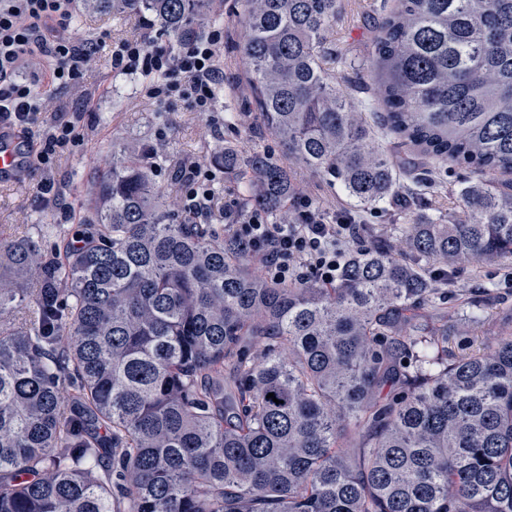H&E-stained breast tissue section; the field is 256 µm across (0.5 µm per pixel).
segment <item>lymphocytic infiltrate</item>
<instances>
[{"mask_svg":"<svg viewBox=\"0 0 512 512\" xmlns=\"http://www.w3.org/2000/svg\"><path fill=\"white\" fill-rule=\"evenodd\" d=\"M72 3L0 0V134L39 135L44 147L32 153L28 164L45 171L39 189L53 199L60 194L50 175L53 155L76 141L82 114L50 112L36 80L47 77L61 88L81 84L104 48L77 37L70 24ZM109 50L115 73L143 76L144 96L160 102L185 100L195 111H215L216 92L224 86L223 29L173 51L153 49L141 38ZM173 179L180 186L177 205L183 213L203 224L224 221L232 239L258 258L261 274L277 282H335L348 245L363 241V226L352 214L340 210L328 215L306 195L293 197L294 223L274 224L264 210L232 199L219 201L213 175L200 161H181Z\"/></svg>","mask_w":512,"mask_h":512,"instance_id":"obj_1","label":"lymphocytic infiltrate"}]
</instances>
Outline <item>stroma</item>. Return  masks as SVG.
Segmentation results:
<instances>
[{
    "label": "stroma",
    "mask_w": 512,
    "mask_h": 512,
    "mask_svg": "<svg viewBox=\"0 0 512 512\" xmlns=\"http://www.w3.org/2000/svg\"><path fill=\"white\" fill-rule=\"evenodd\" d=\"M394 0H342L341 10L327 35L326 46L335 54L336 76L344 91L355 101L374 97L372 81L365 65L372 47L375 24ZM74 24L83 39L106 42L145 37L151 46L170 47L171 41L160 27L143 30L131 16L88 12L83 0H74ZM217 21L224 29V88L217 97V108L224 121L220 127L205 123L187 104H164L143 96L141 81L113 73L108 53H100L86 78L96 90L91 112L85 113L78 129L79 142L60 152L55 175L62 186L58 203L41 199L36 191L43 173L25 171L20 178L0 180V236L36 234L43 225L60 224L73 231L91 217L89 204L90 171L115 143H151L163 146L170 164L184 159L207 161L216 146L230 144L247 155L262 151L281 157L278 142L259 128L248 108V88L242 78L244 61L235 46L244 30L239 22L237 0H223ZM466 169L452 166L442 173L440 184L417 197L399 193L375 208L351 205L339 187L292 169L291 179L317 198L328 212L346 210L363 221L367 230L389 232L392 225L407 224L415 218L447 222L456 206V191ZM453 295L432 307L436 324L447 325L450 353L464 347L478 349L492 344L498 336L512 331V262L458 266L448 272ZM479 302L490 319L476 330L471 341H464L457 330L471 302Z\"/></svg>",
    "instance_id": "stroma-1"
}]
</instances>
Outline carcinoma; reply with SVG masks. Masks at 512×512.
<instances>
[{
	"instance_id": "cac0c4a2",
	"label": "carcinoma",
	"mask_w": 512,
	"mask_h": 512,
	"mask_svg": "<svg viewBox=\"0 0 512 512\" xmlns=\"http://www.w3.org/2000/svg\"><path fill=\"white\" fill-rule=\"evenodd\" d=\"M211 2L91 6L179 45ZM239 6L250 104L290 161L376 207L401 179L378 127L469 169L459 209L354 248L333 284L278 283L167 204L163 148L112 145L65 260L0 237V512H512V333L450 358L426 313L448 296L431 262L512 260V0H396L375 106L327 67L340 0ZM210 162L287 221L274 157Z\"/></svg>"
}]
</instances>
